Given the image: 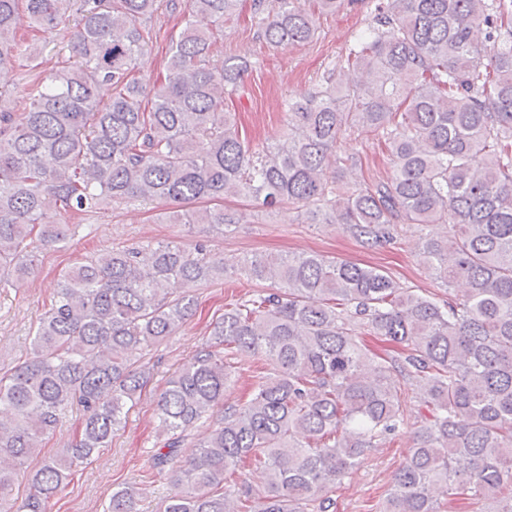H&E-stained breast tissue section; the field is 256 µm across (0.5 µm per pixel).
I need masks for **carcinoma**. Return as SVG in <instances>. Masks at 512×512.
<instances>
[{
  "label": "carcinoma",
  "mask_w": 512,
  "mask_h": 512,
  "mask_svg": "<svg viewBox=\"0 0 512 512\" xmlns=\"http://www.w3.org/2000/svg\"><path fill=\"white\" fill-rule=\"evenodd\" d=\"M239 2L0 0V69L40 59L42 37L75 20L69 56L22 97L0 91V288L64 245L73 217L111 204L244 197L339 224L368 246L393 240L399 224H446L444 239L419 234L415 253L445 283L466 281L461 300L317 252L238 261L237 276L277 287L226 306L159 394L151 469L171 468L172 484L159 512H329L336 483L405 426L403 381L429 419L381 512H439L438 489L512 512V0H373V25L336 80L288 101L287 132L260 149L222 111L248 70L214 54ZM343 2L253 0L251 25L272 46L300 45L316 14ZM162 5L182 13L183 28L165 75L149 83L136 64ZM355 130L374 136L392 171L345 188L326 168L337 138ZM168 219L222 232L243 215L221 205ZM226 273L224 259L171 241L103 250L59 274L29 357L0 376V512H53L73 469L109 447L139 402L152 379L145 356L192 315L186 286ZM352 323L398 355L363 348ZM239 350L269 371L177 463L187 432L224 406ZM68 406L80 427L41 456ZM248 460L266 470L264 485H224ZM137 502L129 484L104 512H138Z\"/></svg>",
  "instance_id": "obj_1"
}]
</instances>
